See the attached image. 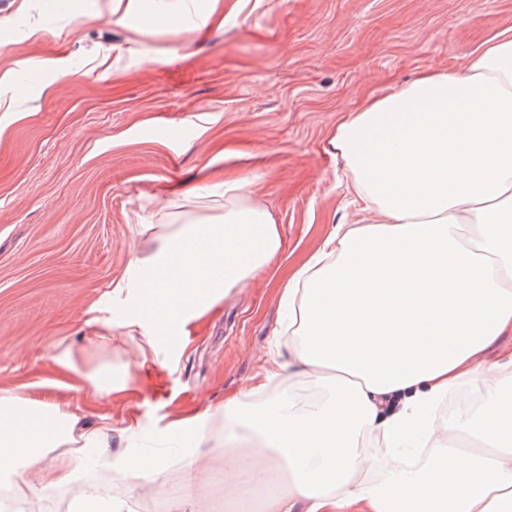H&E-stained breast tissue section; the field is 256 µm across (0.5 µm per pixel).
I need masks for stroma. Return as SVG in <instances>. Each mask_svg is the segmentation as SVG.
<instances>
[{
    "mask_svg": "<svg viewBox=\"0 0 512 512\" xmlns=\"http://www.w3.org/2000/svg\"><path fill=\"white\" fill-rule=\"evenodd\" d=\"M82 15L81 23L70 20ZM512 28V0H224V22L200 32L152 22L150 11L113 24L106 0H0L13 40L0 63L34 54L56 68L24 93L0 86V387L59 404L112 428L110 451L138 456L182 421L233 397L255 401L300 382L287 363L281 302L290 276L341 224L361 219L343 160L331 152L337 122L370 93L428 70L456 71ZM43 32L39 44L31 29ZM138 43L153 56H111ZM187 127L182 140L161 129ZM216 161L268 205L281 250L244 285L190 324L187 336L149 345L112 335L124 389L95 399L58 372L53 357L87 346L98 324L119 323L113 282L128 278L159 196L192 188ZM202 473L184 449L148 483L132 475L112 495L135 512H239L207 421Z\"/></svg>",
    "mask_w": 512,
    "mask_h": 512,
    "instance_id": "35a3bbf8",
    "label": "stroma"
}]
</instances>
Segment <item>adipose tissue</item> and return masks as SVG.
Segmentation results:
<instances>
[{
	"mask_svg": "<svg viewBox=\"0 0 512 512\" xmlns=\"http://www.w3.org/2000/svg\"><path fill=\"white\" fill-rule=\"evenodd\" d=\"M153 14L197 28L223 23L224 0H153ZM355 195L375 220L337 228L288 282L289 338L299 374L330 392L303 410L281 398L246 410L232 398L220 415L249 431L252 465L288 468V486L266 512H512V352L485 351L512 332V31L483 45L465 70L430 71L370 95L329 139ZM204 200L203 213L189 198ZM138 231L147 247L133 274L120 324L126 335L169 341L265 267L282 242L272 211L244 181L211 171L192 194L157 204ZM474 237H467V228ZM83 352L68 348L55 363L80 372L92 394L110 397L121 378L100 359L79 371ZM470 381L484 404L449 430L486 436L495 449H441L424 468L381 483L367 475L364 437L387 449L435 441L437 404ZM111 430L76 412L0 388V477L34 475L33 489L70 485L82 468L75 444L101 450L116 475L155 479L161 454L107 455Z\"/></svg>",
	"mask_w": 512,
	"mask_h": 512,
	"instance_id": "ef3b65f1",
	"label": "adipose tissue"
}]
</instances>
